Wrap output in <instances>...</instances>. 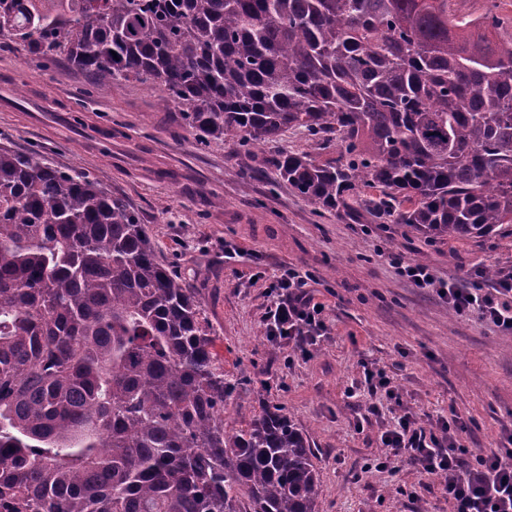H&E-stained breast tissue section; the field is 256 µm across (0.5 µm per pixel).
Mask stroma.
I'll return each mask as SVG.
<instances>
[{
    "label": "stroma",
    "instance_id": "obj_1",
    "mask_svg": "<svg viewBox=\"0 0 512 512\" xmlns=\"http://www.w3.org/2000/svg\"><path fill=\"white\" fill-rule=\"evenodd\" d=\"M159 87L91 86L66 62L47 65L0 47V146L76 169L121 197L147 224L170 269L195 288L234 388L224 426L267 405L307 436L320 472L318 512H452L436 477L400 464L373 467L382 431L411 412L422 423L459 415L471 449L512 434V335L459 314L414 286L391 255L469 287L472 270L512 272V226L471 240L436 238L374 215L354 223L279 181L270 160L305 151L337 157L286 133L252 154L201 143ZM310 273L329 327L306 359L264 340L270 285L283 269ZM385 369L400 395L380 420L365 416L364 364Z\"/></svg>",
    "mask_w": 512,
    "mask_h": 512
}]
</instances>
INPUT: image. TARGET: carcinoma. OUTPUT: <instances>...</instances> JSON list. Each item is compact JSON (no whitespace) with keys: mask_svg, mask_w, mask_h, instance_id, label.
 <instances>
[{"mask_svg":"<svg viewBox=\"0 0 512 512\" xmlns=\"http://www.w3.org/2000/svg\"><path fill=\"white\" fill-rule=\"evenodd\" d=\"M468 2L0 0V40L158 84L202 142L334 141L276 175L327 210L478 239L512 224V17ZM231 389L139 215L0 147V512H317L308 438L274 406L224 429Z\"/></svg>","mask_w":512,"mask_h":512,"instance_id":"carcinoma-1","label":"carcinoma"}]
</instances>
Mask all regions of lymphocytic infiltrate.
I'll return each instance as SVG.
<instances>
[{
    "mask_svg": "<svg viewBox=\"0 0 512 512\" xmlns=\"http://www.w3.org/2000/svg\"><path fill=\"white\" fill-rule=\"evenodd\" d=\"M401 275L416 286L435 289L459 314L474 313L500 332L512 334V272L499 276L491 290L461 288L438 278L424 264L400 266ZM274 307L266 323L267 339L288 343L294 355L306 358L316 349L328 327L324 306L315 300L308 276L288 268L272 285ZM466 422L454 416L423 427L411 412H403L381 436L385 453L377 471L396 473L399 463L416 467L425 476L447 475L444 490L454 512H512V448L471 452L458 433Z\"/></svg>",
    "mask_w": 512,
    "mask_h": 512,
    "instance_id": "1",
    "label": "lymphocytic infiltrate"
}]
</instances>
